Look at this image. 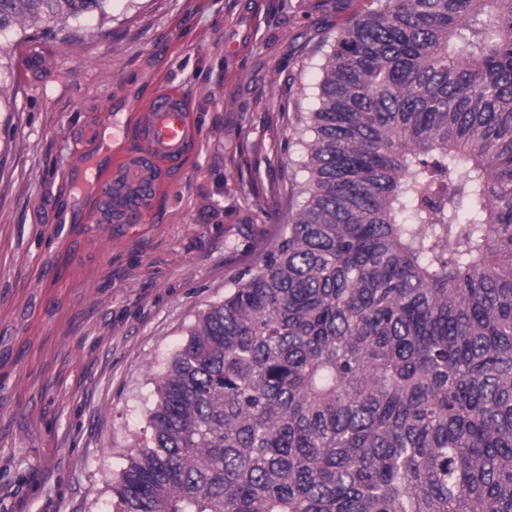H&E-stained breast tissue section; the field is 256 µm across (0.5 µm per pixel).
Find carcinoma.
<instances>
[{
	"label": "carcinoma",
	"mask_w": 512,
	"mask_h": 512,
	"mask_svg": "<svg viewBox=\"0 0 512 512\" xmlns=\"http://www.w3.org/2000/svg\"><path fill=\"white\" fill-rule=\"evenodd\" d=\"M110 0H0V44ZM303 202L156 379L113 512H512V0H372Z\"/></svg>",
	"instance_id": "1"
}]
</instances>
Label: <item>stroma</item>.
<instances>
[{"label":"stroma","mask_w":512,"mask_h":512,"mask_svg":"<svg viewBox=\"0 0 512 512\" xmlns=\"http://www.w3.org/2000/svg\"><path fill=\"white\" fill-rule=\"evenodd\" d=\"M368 0H112L81 34L0 51V512H110L155 380L201 311L262 263L299 202L320 64ZM53 54L26 68L24 50ZM187 96L196 151L157 170L132 224L100 222L64 177L134 104ZM83 212L88 221L70 224Z\"/></svg>","instance_id":"1"}]
</instances>
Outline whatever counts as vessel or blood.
Wrapping results in <instances>:
<instances>
[{
  "instance_id": "obj_1",
  "label": "vessel or blood",
  "mask_w": 512,
  "mask_h": 512,
  "mask_svg": "<svg viewBox=\"0 0 512 512\" xmlns=\"http://www.w3.org/2000/svg\"><path fill=\"white\" fill-rule=\"evenodd\" d=\"M144 110L145 140L140 155L130 158L119 170H110L108 158L115 134L95 126L90 133L100 147L99 154L80 159L68 173L70 182L84 196L97 197L108 188H116V206L123 209L128 222L146 211L154 199L157 167L179 162L197 146L188 119L190 105L180 92L163 90L147 102Z\"/></svg>"
}]
</instances>
